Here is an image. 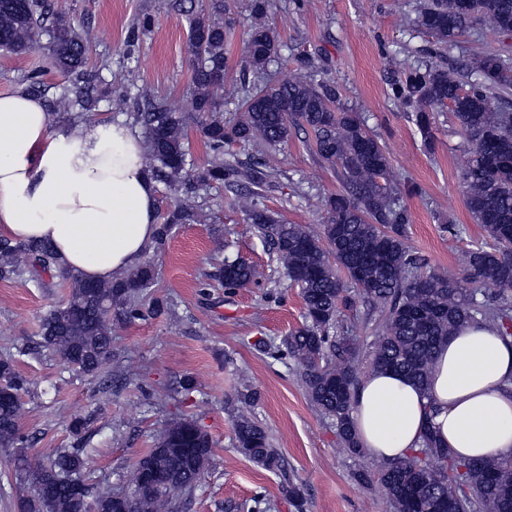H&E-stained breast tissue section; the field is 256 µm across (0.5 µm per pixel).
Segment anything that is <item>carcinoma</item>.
Here are the masks:
<instances>
[{
  "label": "carcinoma",
  "instance_id": "carcinoma-1",
  "mask_svg": "<svg viewBox=\"0 0 512 512\" xmlns=\"http://www.w3.org/2000/svg\"><path fill=\"white\" fill-rule=\"evenodd\" d=\"M171 8L189 19L187 49L193 57V89L179 116L165 100L144 90L127 87L113 99L98 94L86 68L92 37L73 18L54 11L50 0H0V50L26 55L40 45L42 36L49 37L50 61L65 79L49 100L50 111L57 115L87 121L103 101L119 112L132 98L141 102L134 118L145 134L146 167L183 200L159 224L156 245L165 243L172 225L194 223L201 190L215 185L235 191L246 221L272 246L288 278L300 288L304 307L303 324L281 345L266 349L302 367L312 404L331 418L342 447L364 458L352 420L361 382L355 366L357 345L351 336L332 335L340 330L341 304L352 300L349 290L363 299L368 314L379 316L381 334L370 354V369L401 373L424 391L437 349L459 329L485 323L502 339L512 338V112L498 106L500 93L512 90V58L498 52L477 56L471 84L430 66L407 72L394 89L401 103L413 109L427 146L434 138V112L450 108L469 153L460 174L463 201L488 238L467 251L460 271L421 274V259L406 245L410 213L388 191L389 158L365 118L333 107L336 86L315 72L275 86L262 84L279 52L276 34L266 24V0H252L253 21L238 89L240 116L228 124L219 94L224 84V23L196 15L194 0H172ZM473 22L511 36L512 0H427L416 19L417 26L442 46L453 43ZM152 23L149 14L138 17L127 47L135 46ZM189 120L208 149L209 158L201 166L189 160ZM295 127L312 132L316 157L337 172L341 183V190L325 200L318 234L284 223L260 205L270 173L224 158L227 144L259 140L277 145ZM56 276L68 285L66 298L44 313L36 342L16 350L21 355L51 350L75 374L110 388L112 378L105 375V366L112 356L113 324L134 323L164 311V303L150 296L155 267L145 260L113 280L90 286L60 266L51 243L0 237V282L24 279L49 288ZM255 277L253 266L226 257L201 287L213 281L232 291ZM28 385L14 358L1 357L0 446L11 449L14 477L28 488L21 512H88L91 505L97 512H116V493L87 476L91 456L86 449L59 448L38 462L28 457L32 437L19 424L20 395ZM235 436L237 451L279 473L289 499L302 508L300 488L264 428L242 418L235 424ZM211 456V440L193 421L170 424L137 463L136 470L149 471L150 484L126 503L128 512H185ZM356 477L365 484L378 483L392 512H512L511 456L456 459L430 432L422 447L406 458L363 468Z\"/></svg>",
  "mask_w": 512,
  "mask_h": 512
}]
</instances>
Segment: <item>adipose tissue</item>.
<instances>
[{
  "label": "adipose tissue",
  "instance_id": "obj_1",
  "mask_svg": "<svg viewBox=\"0 0 512 512\" xmlns=\"http://www.w3.org/2000/svg\"><path fill=\"white\" fill-rule=\"evenodd\" d=\"M139 132L123 123L57 126L42 102L0 94V235L50 241L62 265L89 281L136 266L153 243L156 183ZM353 421L368 458L421 447L426 431L459 459L512 456V342L471 324L437 352L428 389L370 372Z\"/></svg>",
  "mask_w": 512,
  "mask_h": 512
}]
</instances>
